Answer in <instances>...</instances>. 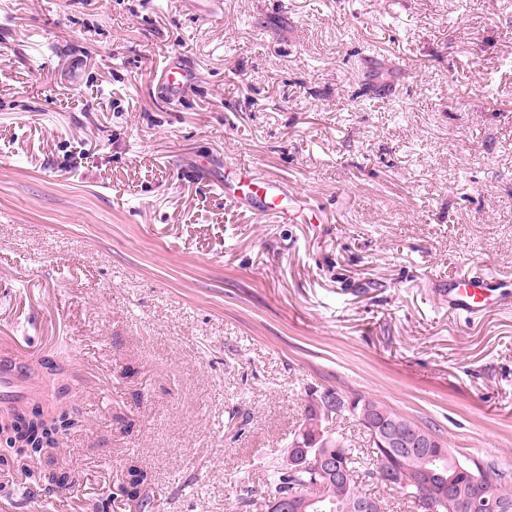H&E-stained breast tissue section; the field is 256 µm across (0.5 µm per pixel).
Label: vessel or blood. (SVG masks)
I'll list each match as a JSON object with an SVG mask.
<instances>
[{
	"label": "vessel or blood",
	"mask_w": 512,
	"mask_h": 512,
	"mask_svg": "<svg viewBox=\"0 0 512 512\" xmlns=\"http://www.w3.org/2000/svg\"><path fill=\"white\" fill-rule=\"evenodd\" d=\"M164 87L170 98H180L189 83L188 73L175 62H166ZM224 195L234 202L253 203L256 215L270 210L280 214L301 217L306 209L302 198L289 197L285 186L272 182L249 166L237 169L235 179L225 181ZM441 296L449 309L468 314L483 311L495 304L512 301V280L493 273L476 270L459 279L450 280ZM35 382L29 374V359L20 354L0 357V405H16L27 401L35 393Z\"/></svg>",
	"instance_id": "1"
}]
</instances>
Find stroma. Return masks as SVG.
Returning <instances> with one entry per match:
<instances>
[{
	"label": "stroma",
	"mask_w": 512,
	"mask_h": 512,
	"mask_svg": "<svg viewBox=\"0 0 512 512\" xmlns=\"http://www.w3.org/2000/svg\"><path fill=\"white\" fill-rule=\"evenodd\" d=\"M474 266L512 277V0H0V349L68 345L84 419L0 512H131L129 456L149 512H266L313 388L512 469V307L439 296ZM164 87L172 99L180 98L189 83V74L173 61H166L164 68ZM236 171L237 177L234 180L224 179V197L236 203L246 201L258 204L253 207L257 216H264L278 207L279 214L303 217L306 221V202L301 197L288 196L285 186L263 177L252 167L238 166ZM252 186L256 188L253 189ZM284 201L286 205H282ZM121 476V489L125 500L143 506L148 499L147 488L151 480L142 465L137 460L127 459L122 465Z\"/></svg>",
	"instance_id": "35a3bbf8"
}]
</instances>
